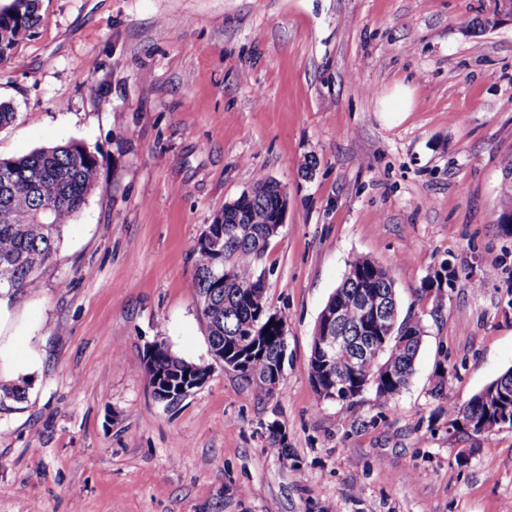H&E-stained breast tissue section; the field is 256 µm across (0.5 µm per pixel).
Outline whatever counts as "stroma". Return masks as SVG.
I'll return each instance as SVG.
<instances>
[{"mask_svg": "<svg viewBox=\"0 0 512 512\" xmlns=\"http://www.w3.org/2000/svg\"><path fill=\"white\" fill-rule=\"evenodd\" d=\"M398 83L412 111H379ZM0 102L17 112L0 158L73 141L99 164L39 288L0 293V372L22 390L0 401V512H512V427L448 433L449 407L512 368L499 0H39ZM260 174L288 197L262 261L284 375L258 396L218 366L166 407L142 353L162 340L211 363L192 246ZM357 256L423 327L382 408L320 399L309 378L316 322ZM447 262L453 281L424 292ZM275 429L287 454L269 449Z\"/></svg>", "mask_w": 512, "mask_h": 512, "instance_id": "35a3bbf8", "label": "stroma"}]
</instances>
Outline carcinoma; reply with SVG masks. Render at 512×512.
Segmentation results:
<instances>
[{
  "label": "carcinoma",
  "mask_w": 512,
  "mask_h": 512,
  "mask_svg": "<svg viewBox=\"0 0 512 512\" xmlns=\"http://www.w3.org/2000/svg\"><path fill=\"white\" fill-rule=\"evenodd\" d=\"M39 0H11L0 9V63L39 21ZM97 158L84 144L43 147L27 155L0 159V289L24 293L39 286L38 272L51 265L63 228L79 212L86 197L97 186ZM277 188L269 178L258 177L235 205H225L213 223L224 228L226 247L215 256L197 241L193 288L206 327L209 344L241 355L238 375L261 395L274 391L272 371L286 351V339L270 324L265 287L258 285L263 258L271 237L269 224L278 208ZM512 217V187L502 191L497 205V224L511 233L503 219ZM252 233L239 231V224ZM366 295L386 303L389 321L379 330H366L357 299ZM329 300L343 305L339 327L348 344L336 351V359L355 355L370 342H385L378 361L363 363L362 370L348 377L353 388L374 393L379 404L404 390L414 373L422 343L420 321L400 318L393 280L372 259L358 256L348 263L342 281ZM251 326L253 349L236 342L241 327ZM383 370L379 383L369 376ZM512 388V368L482 389L466 407L448 408V425L460 418L480 421L498 413L512 414V397L497 401L487 394L497 385Z\"/></svg>",
  "instance_id": "cac0c4a2"
}]
</instances>
